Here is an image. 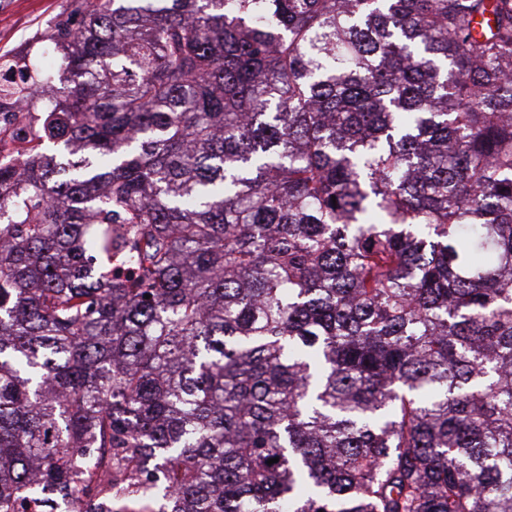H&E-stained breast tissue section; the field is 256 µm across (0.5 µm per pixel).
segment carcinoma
I'll return each instance as SVG.
<instances>
[{
  "instance_id": "carcinoma-1",
  "label": "carcinoma",
  "mask_w": 512,
  "mask_h": 512,
  "mask_svg": "<svg viewBox=\"0 0 512 512\" xmlns=\"http://www.w3.org/2000/svg\"><path fill=\"white\" fill-rule=\"evenodd\" d=\"M73 13L0 141V512H512V0ZM41 116L35 112H5L0 121V136L18 145L30 139L40 129Z\"/></svg>"
}]
</instances>
